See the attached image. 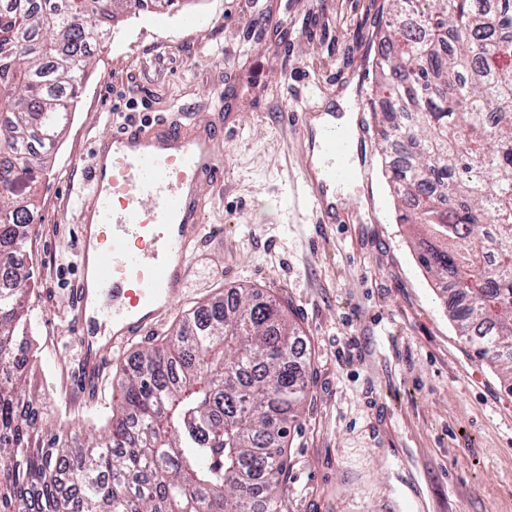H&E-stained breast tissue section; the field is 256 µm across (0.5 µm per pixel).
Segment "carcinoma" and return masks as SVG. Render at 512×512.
<instances>
[{"instance_id":"obj_1","label":"carcinoma","mask_w":512,"mask_h":512,"mask_svg":"<svg viewBox=\"0 0 512 512\" xmlns=\"http://www.w3.org/2000/svg\"><path fill=\"white\" fill-rule=\"evenodd\" d=\"M116 0H0V360L26 338L34 205L20 198L69 121L87 47L112 33ZM157 13L173 0H122ZM391 38L375 66L386 165L406 190L418 261L460 303L448 308L474 358L512 382V0H386ZM497 114L494 126L484 115ZM301 336L274 299L242 288L182 319L123 369L102 430L46 437L13 411L37 406L28 355L0 371V512H281L285 439L307 390Z\"/></svg>"}]
</instances>
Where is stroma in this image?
<instances>
[{
	"instance_id": "35a3bbf8",
	"label": "stroma",
	"mask_w": 512,
	"mask_h": 512,
	"mask_svg": "<svg viewBox=\"0 0 512 512\" xmlns=\"http://www.w3.org/2000/svg\"><path fill=\"white\" fill-rule=\"evenodd\" d=\"M383 0H183L122 13L95 48L35 204L31 309L46 402L42 429L81 427L66 316L75 277L72 163L98 137L135 120L222 119L231 171L203 187L205 236L162 324L113 353L96 405L109 412L123 366L163 343L185 315L237 288L279 300L300 329L305 411L291 429L287 512H512V386L459 340L416 259L414 232L371 146L372 224H312L293 207L302 142L282 121L298 88L357 78L376 128L373 66Z\"/></svg>"
}]
</instances>
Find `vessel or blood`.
<instances>
[{
    "mask_svg": "<svg viewBox=\"0 0 512 512\" xmlns=\"http://www.w3.org/2000/svg\"><path fill=\"white\" fill-rule=\"evenodd\" d=\"M327 89L298 96L286 119L306 139L295 203L307 219L332 224L351 177L349 144L371 142L366 124L318 125ZM216 124L183 128L127 123L101 136L76 190L79 278L67 311L80 358L76 381L96 387L112 351L162 323L186 283L202 231L203 186H219L228 162Z\"/></svg>",
    "mask_w": 512,
    "mask_h": 512,
    "instance_id": "vessel-or-blood-1",
    "label": "vessel or blood"
}]
</instances>
